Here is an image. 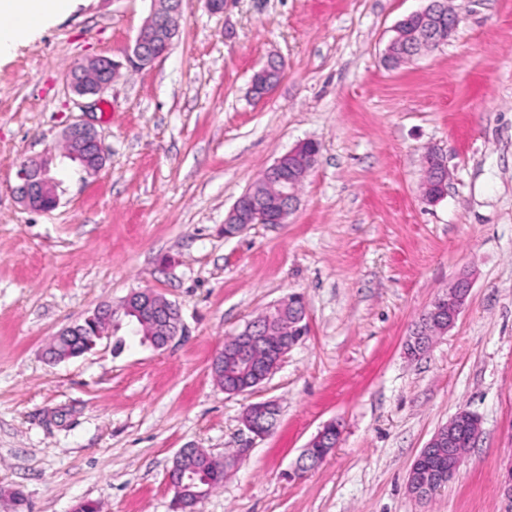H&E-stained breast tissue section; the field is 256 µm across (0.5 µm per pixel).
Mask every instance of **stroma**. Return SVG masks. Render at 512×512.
<instances>
[{
  "label": "stroma",
  "instance_id": "stroma-1",
  "mask_svg": "<svg viewBox=\"0 0 512 512\" xmlns=\"http://www.w3.org/2000/svg\"><path fill=\"white\" fill-rule=\"evenodd\" d=\"M428 0H183L178 35L82 112L64 81L132 46L152 0H76L0 60V512H174L183 448L229 460L195 512H503L512 463V0H453L455 36L396 69L395 26ZM285 71L250 91L269 57ZM94 124L105 167L55 143ZM320 145L284 224L224 234L236 199L299 142ZM444 195L422 198L426 156ZM48 161L59 203L23 210L22 163ZM455 327L419 358L414 322L460 273ZM150 288L185 336L141 343L122 304ZM308 334L252 392L224 393L211 362L228 336L289 295ZM108 306L92 351L53 364L52 336ZM276 401L266 438L241 423ZM461 409L482 435L456 476L419 499L410 467ZM336 448L288 473L329 422ZM20 490L22 505L9 493ZM427 167L429 168L428 177L432 184H427V190L432 189V191H424L425 200L429 203H435L439 201L442 197L443 187L448 178V171L446 169L443 157L437 154L436 152H430L427 158Z\"/></svg>",
  "mask_w": 512,
  "mask_h": 512
}]
</instances>
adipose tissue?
I'll return each instance as SVG.
<instances>
[{"instance_id": "obj_1", "label": "adipose tissue", "mask_w": 512, "mask_h": 512, "mask_svg": "<svg viewBox=\"0 0 512 512\" xmlns=\"http://www.w3.org/2000/svg\"><path fill=\"white\" fill-rule=\"evenodd\" d=\"M71 6L72 0H0V59L11 56Z\"/></svg>"}]
</instances>
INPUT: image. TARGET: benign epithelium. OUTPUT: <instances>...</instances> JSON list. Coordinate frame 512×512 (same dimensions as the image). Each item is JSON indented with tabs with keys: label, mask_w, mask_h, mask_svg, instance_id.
<instances>
[{
	"label": "benign epithelium",
	"mask_w": 512,
	"mask_h": 512,
	"mask_svg": "<svg viewBox=\"0 0 512 512\" xmlns=\"http://www.w3.org/2000/svg\"><path fill=\"white\" fill-rule=\"evenodd\" d=\"M182 0L172 6L167 16L152 15L144 23L124 60H115L109 57H98V78L89 82L84 77L83 65L79 64L71 69L65 76L67 87L79 97L100 96L112 84V81L120 76L121 69L127 66H146L168 53L173 40L177 35L175 24L176 16L181 12ZM415 22L422 31L421 41L425 49L433 50L447 43L456 33L460 18L453 10L446 9V5L440 0H430V4L423 10L415 12L404 21ZM401 26H396L395 36L387 45L384 60L390 67H396L405 61H410L413 56L407 54L400 40ZM275 62L269 61L261 69L257 70L251 80L253 93H258L274 84L273 75ZM67 143L75 146L71 156L82 155L85 161L106 162V155L97 131L83 122H74L68 125L62 134ZM428 177L431 184L427 185L428 191L424 192L425 200L435 203L442 197L443 187L448 178L443 157L432 152L427 158ZM269 172L275 174L278 180L288 184V191L281 193L277 203V213L270 219L262 218V212L249 207L241 201H236L225 219L227 224H241L243 226L258 220L260 224H280L286 213L292 211L297 202L298 187L293 170L283 167L282 159H277L270 167ZM19 184L15 188L20 203L33 211H48L56 206V202H47L43 196V186L53 182L46 169L33 163H25L17 171ZM472 279L470 275L463 273L448 285L441 295L431 304L425 313V322L432 326L431 335L442 336L448 333L465 306ZM294 317L292 321V338L288 346L283 349L278 357L261 371L253 359L254 350L259 348L267 339L263 326L257 321L248 323L240 332L237 344L227 353L218 352L212 359V366L228 368L229 375L250 374L262 381L268 378L277 368L290 347L297 344L295 336L305 331V306H293ZM178 307L174 304L165 308V311L156 315V320L164 330V336L155 344L162 348L170 344L185 332L181 314L177 313ZM273 408V402L260 401L250 404L249 415L242 418V424L252 435L256 434L255 420L269 415ZM481 435V422L473 412L462 409L457 412L447 424V430L436 432L427 443L429 448H442L448 446L454 448L458 445L473 447Z\"/></svg>",
	"instance_id": "obj_1"
}]
</instances>
